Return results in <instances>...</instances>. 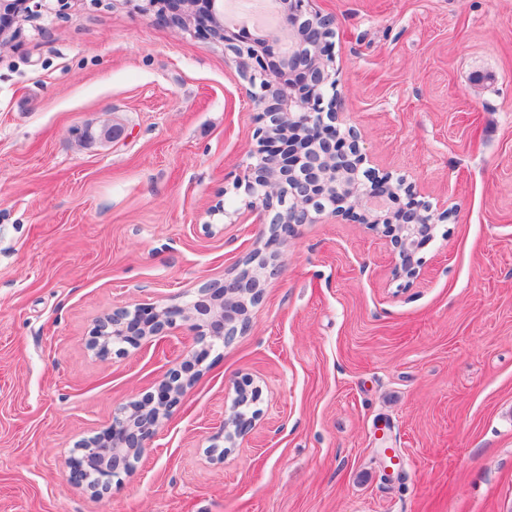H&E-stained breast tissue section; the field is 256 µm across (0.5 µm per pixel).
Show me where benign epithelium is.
I'll use <instances>...</instances> for the list:
<instances>
[{
  "label": "benign epithelium",
  "mask_w": 512,
  "mask_h": 512,
  "mask_svg": "<svg viewBox=\"0 0 512 512\" xmlns=\"http://www.w3.org/2000/svg\"><path fill=\"white\" fill-rule=\"evenodd\" d=\"M44 2L0 0V48L18 34V14L37 16ZM141 2V10L160 23L222 43L238 75L252 88L263 126L257 130L258 148L246 191L258 223L269 225V237L251 254L255 268L199 289L183 306L142 303L98 321L90 347L103 358L115 348H138L182 326L204 345L180 368L166 373L154 392L130 402L108 427L80 443L79 455L68 461L70 479L95 492L110 489L115 478L132 471V461L151 445L211 348L247 327V303L255 302L267 271L264 249L282 244L296 226L312 224L325 213L382 229L399 252L396 275L411 279L419 274L415 254L433 240L437 224L448 219V212L417 201L412 185L361 169L365 156L357 137L338 125L330 42L334 23L312 12L311 0H280L276 29L258 35L247 24L224 23V0ZM79 135L112 139L121 130L87 126ZM250 425L243 413L234 411L224 419V439L234 442Z\"/></svg>",
  "instance_id": "1"
}]
</instances>
